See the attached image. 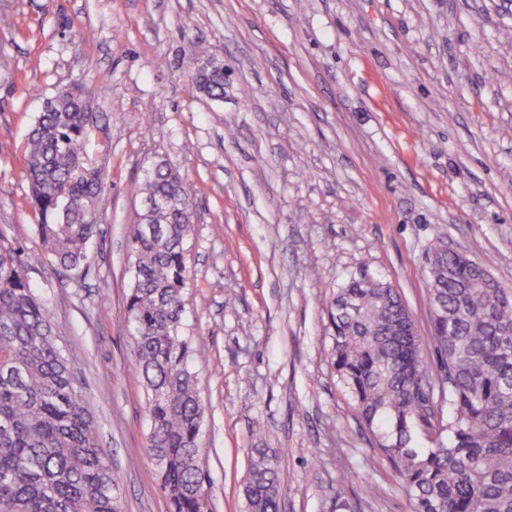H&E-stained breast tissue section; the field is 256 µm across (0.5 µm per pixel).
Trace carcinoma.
Returning <instances> with one entry per match:
<instances>
[{
    "label": "carcinoma",
    "instance_id": "1",
    "mask_svg": "<svg viewBox=\"0 0 512 512\" xmlns=\"http://www.w3.org/2000/svg\"><path fill=\"white\" fill-rule=\"evenodd\" d=\"M197 90L224 99V65L193 68ZM94 113L83 89L46 99L27 134L25 170L44 257L0 237V512H124L120 476L102 455L88 399L64 355L47 301L29 280L46 258L84 273L98 234L89 220L103 188L87 156ZM135 193L153 207L131 234L127 322L143 378L147 448L169 512H203V410L184 336L191 194L155 164ZM428 296L440 375L448 384V444L413 446L426 418L416 391L433 379L422 336L400 295L374 279L339 289L329 317L340 381L376 451L402 478L412 512H512V297L465 254L430 257ZM249 512H280L277 456L253 458L243 486Z\"/></svg>",
    "mask_w": 512,
    "mask_h": 512
}]
</instances>
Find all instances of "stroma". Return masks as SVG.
Masks as SVG:
<instances>
[{"mask_svg":"<svg viewBox=\"0 0 512 512\" xmlns=\"http://www.w3.org/2000/svg\"><path fill=\"white\" fill-rule=\"evenodd\" d=\"M0 18L15 23L0 29V235L27 253L43 249L31 124L75 85L96 116L88 271L29 277L125 512L167 510L125 308L130 185L159 161L193 190L186 323L213 512H247L259 448L279 458L284 512H411L337 378L328 309L350 279L387 282L433 369L434 246L512 296V0H0ZM199 59L223 64V100L194 87Z\"/></svg>","mask_w":512,"mask_h":512,"instance_id":"35a3bbf8","label":"stroma"}]
</instances>
